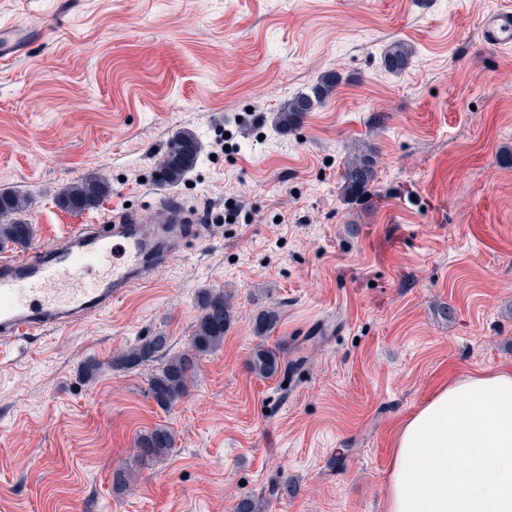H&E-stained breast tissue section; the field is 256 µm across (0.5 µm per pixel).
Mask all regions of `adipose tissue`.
<instances>
[{
	"mask_svg": "<svg viewBox=\"0 0 512 512\" xmlns=\"http://www.w3.org/2000/svg\"><path fill=\"white\" fill-rule=\"evenodd\" d=\"M385 512H512V372L441 387L399 426Z\"/></svg>",
	"mask_w": 512,
	"mask_h": 512,
	"instance_id": "1",
	"label": "adipose tissue"
}]
</instances>
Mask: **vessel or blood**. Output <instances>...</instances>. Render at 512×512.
I'll return each mask as SVG.
<instances>
[{"label": "vessel or blood", "mask_w": 512, "mask_h": 512, "mask_svg": "<svg viewBox=\"0 0 512 512\" xmlns=\"http://www.w3.org/2000/svg\"><path fill=\"white\" fill-rule=\"evenodd\" d=\"M487 43H512V10L493 13L484 23ZM29 30L0 29V58L23 52ZM186 216L172 207L168 239L160 226H146L138 213L111 218V227L83 225L65 243L31 255L0 261V345L46 327H61L111 308L172 261L188 229Z\"/></svg>", "instance_id": "obj_1"}]
</instances>
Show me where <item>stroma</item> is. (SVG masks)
I'll return each instance as SVG.
<instances>
[{
	"label": "stroma",
	"mask_w": 512,
	"mask_h": 512,
	"mask_svg": "<svg viewBox=\"0 0 512 512\" xmlns=\"http://www.w3.org/2000/svg\"><path fill=\"white\" fill-rule=\"evenodd\" d=\"M504 2L0 0V27L33 31L0 60V191L36 199L30 246L0 258L86 223L56 195L90 173L112 185L100 213L153 201L158 222L173 201L208 226L111 309L0 347V512H234L243 495L384 512L400 419L451 378L512 366V47L482 36ZM396 40L415 51L399 75L380 66ZM331 74L323 106L273 128ZM181 131L203 149L169 187L156 169ZM363 142L378 153L364 207L340 189ZM209 290L230 299L224 343L162 410L156 364L108 363L156 332L183 351ZM266 309L280 319L260 337ZM260 344L288 376L251 371ZM160 424L171 453L140 462ZM339 77H322L309 93L298 94L285 102L274 114L273 124L280 131L291 130L301 124L308 112L324 104L335 92Z\"/></svg>",
	"instance_id": "stroma-1"
}]
</instances>
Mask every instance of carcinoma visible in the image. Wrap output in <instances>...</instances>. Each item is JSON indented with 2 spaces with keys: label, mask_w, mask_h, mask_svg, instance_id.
I'll return each instance as SVG.
<instances>
[{
  "label": "carcinoma",
  "mask_w": 512,
  "mask_h": 512,
  "mask_svg": "<svg viewBox=\"0 0 512 512\" xmlns=\"http://www.w3.org/2000/svg\"><path fill=\"white\" fill-rule=\"evenodd\" d=\"M411 45L395 41L381 56L382 68L399 74L411 64ZM338 76L321 78L308 93L298 94L285 102L274 114L273 124L280 131L291 130L301 124L306 115L324 104L335 92ZM201 144L188 131L177 133L166 145L165 153L157 167L158 180L170 186L181 183L196 166ZM377 151L369 145H359L343 167L341 195L349 204H368L373 195L376 179ZM112 192L109 180L99 175H88L69 183L57 196L59 206L70 212L80 213L98 208ZM33 198L19 192H0V247L13 244L26 245L33 235L32 225L24 218L31 208ZM279 321V314L264 310L255 320L257 335L264 336ZM231 323L230 305L224 292L207 291L202 297L201 314L195 325L190 345L182 352L170 354L169 337L156 333L145 336L110 361L117 370H132L150 362L163 360L161 367L149 379L148 394L162 409H169L182 401L188 393L200 358L224 343V334ZM252 372L260 377L282 374L288 379V364L282 363L280 352L260 346L252 353ZM175 442L173 431L158 425L140 436L136 453L148 461H158L172 451ZM263 499L244 495L235 504L234 512H264Z\"/></svg>",
  "instance_id": "obj_1"
}]
</instances>
